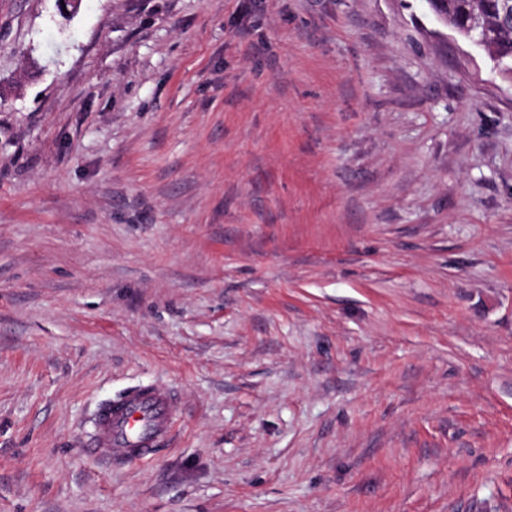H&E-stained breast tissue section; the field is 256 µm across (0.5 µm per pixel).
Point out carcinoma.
<instances>
[{
    "label": "carcinoma",
    "instance_id": "obj_1",
    "mask_svg": "<svg viewBox=\"0 0 512 512\" xmlns=\"http://www.w3.org/2000/svg\"><path fill=\"white\" fill-rule=\"evenodd\" d=\"M431 10L448 17V26L463 38L485 48L512 71V27L502 16L512 11L508 0H427Z\"/></svg>",
    "mask_w": 512,
    "mask_h": 512
}]
</instances>
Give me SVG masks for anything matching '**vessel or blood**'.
Segmentation results:
<instances>
[{
	"label": "vessel or blood",
	"mask_w": 512,
	"mask_h": 512,
	"mask_svg": "<svg viewBox=\"0 0 512 512\" xmlns=\"http://www.w3.org/2000/svg\"><path fill=\"white\" fill-rule=\"evenodd\" d=\"M180 416V404L171 392L140 387L98 409L91 451L105 461L149 460Z\"/></svg>",
	"instance_id": "obj_1"
}]
</instances>
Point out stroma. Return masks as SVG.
I'll use <instances>...</instances> for the list:
<instances>
[{
  "label": "stroma",
  "mask_w": 512,
  "mask_h": 512,
  "mask_svg": "<svg viewBox=\"0 0 512 512\" xmlns=\"http://www.w3.org/2000/svg\"><path fill=\"white\" fill-rule=\"evenodd\" d=\"M0 512H512V77L426 0H0ZM180 416V404L171 392L142 386L98 409L89 450L105 461H147L170 437Z\"/></svg>",
  "instance_id": "stroma-1"
}]
</instances>
